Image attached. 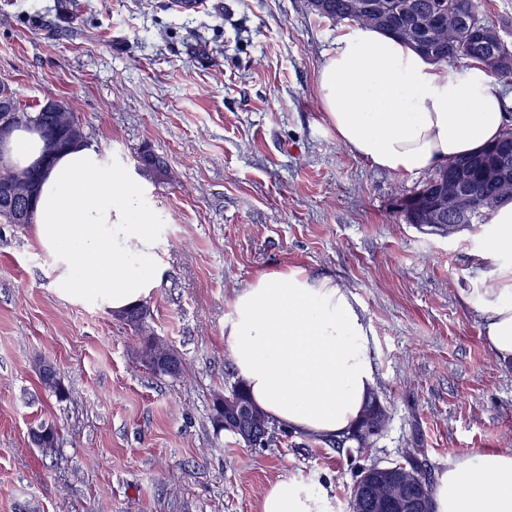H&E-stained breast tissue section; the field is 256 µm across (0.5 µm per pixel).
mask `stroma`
Instances as JSON below:
<instances>
[{
	"label": "stroma",
	"mask_w": 512,
	"mask_h": 512,
	"mask_svg": "<svg viewBox=\"0 0 512 512\" xmlns=\"http://www.w3.org/2000/svg\"><path fill=\"white\" fill-rule=\"evenodd\" d=\"M346 28L308 0H0V83L22 107L65 102L87 140L137 172L150 147L169 182L144 180L161 228L151 328L182 360L143 367L127 326L61 298L33 225L0 224V512H259L273 482L327 492L352 512L357 469L402 460L421 435L432 474L512 448V365L466 303L495 266L479 231L441 238L395 208L428 178L373 167L336 137L316 74ZM300 268L348 288L371 327L388 424L364 453L300 433L251 448L215 433L236 379L224 346L234 293ZM50 359L67 390L45 391ZM55 425L43 455L30 431ZM36 369L42 387L59 398L66 396V390L58 377L55 365L45 358L36 360Z\"/></svg>",
	"instance_id": "obj_1"
}]
</instances>
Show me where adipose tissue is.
<instances>
[{"label":"adipose tissue","instance_id":"1","mask_svg":"<svg viewBox=\"0 0 512 512\" xmlns=\"http://www.w3.org/2000/svg\"><path fill=\"white\" fill-rule=\"evenodd\" d=\"M317 95L336 137L374 167L413 175L442 167L497 138L512 96L484 69L449 72L376 29L337 39L317 75ZM33 223L59 294L112 313L149 299L161 270L160 228L140 183L86 146L62 152L46 174ZM477 261L493 283L466 302L486 339L512 362V203L492 218ZM370 328L352 293L301 269L255 276L224 321V345L253 403L286 429L312 437L348 433L375 386ZM434 512H512V450L449 460L432 494ZM306 487L281 479L259 512H316Z\"/></svg>","mask_w":512,"mask_h":512}]
</instances>
